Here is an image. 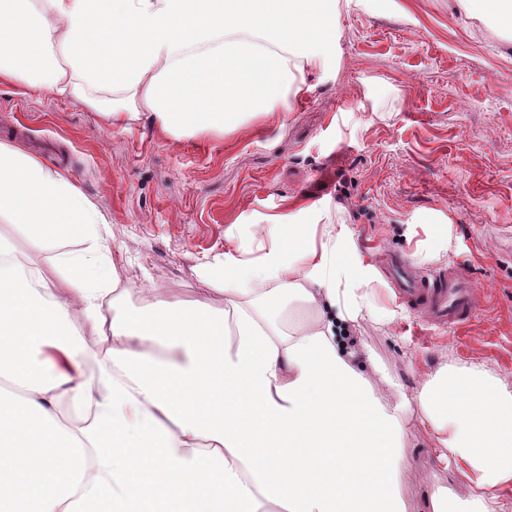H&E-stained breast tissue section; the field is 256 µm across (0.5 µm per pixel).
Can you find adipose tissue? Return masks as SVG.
<instances>
[{"label": "adipose tissue", "instance_id": "1", "mask_svg": "<svg viewBox=\"0 0 512 512\" xmlns=\"http://www.w3.org/2000/svg\"><path fill=\"white\" fill-rule=\"evenodd\" d=\"M341 0H0V83L179 138L304 100L336 62ZM0 512H406L404 439L423 427L455 487L431 512H506L512 379L441 365L385 398L337 322L372 306L348 229L266 219L258 266L225 254L192 300L132 301L106 217L63 172L0 142ZM82 249L62 251L63 238ZM95 348H88L87 337ZM98 364L87 375L86 357ZM78 416L67 423L63 409ZM0 232L15 236L18 248L27 254L28 265L36 269H40L48 276H52L53 254L31 250L26 240L17 232L13 224L9 221L0 220Z\"/></svg>", "mask_w": 512, "mask_h": 512}]
</instances>
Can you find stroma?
Here are the masks:
<instances>
[{
    "label": "stroma",
    "mask_w": 512,
    "mask_h": 512,
    "mask_svg": "<svg viewBox=\"0 0 512 512\" xmlns=\"http://www.w3.org/2000/svg\"><path fill=\"white\" fill-rule=\"evenodd\" d=\"M313 81L292 110L180 139L0 83V141L66 171L105 214L103 245L130 287L193 299L203 263L270 248L256 218L313 203L317 233L348 227L372 267V309L345 334L375 354L389 396L448 361L512 375V38L457 0L353 2L335 67ZM383 250L422 271L464 268L482 310L460 328L428 323L395 296ZM433 446L417 429L405 439L407 512H429V476L448 482Z\"/></svg>",
    "instance_id": "35a3bbf8"
}]
</instances>
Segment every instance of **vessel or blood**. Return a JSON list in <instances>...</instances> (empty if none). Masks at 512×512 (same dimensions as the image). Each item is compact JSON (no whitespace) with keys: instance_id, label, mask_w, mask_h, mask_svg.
I'll list each match as a JSON object with an SVG mask.
<instances>
[{"instance_id":"vessel-or-blood-1","label":"vessel or blood","mask_w":512,"mask_h":512,"mask_svg":"<svg viewBox=\"0 0 512 512\" xmlns=\"http://www.w3.org/2000/svg\"><path fill=\"white\" fill-rule=\"evenodd\" d=\"M391 283L398 298L435 326L459 327L478 312L470 281L463 273L439 270L426 276L404 256L396 261Z\"/></svg>"}]
</instances>
